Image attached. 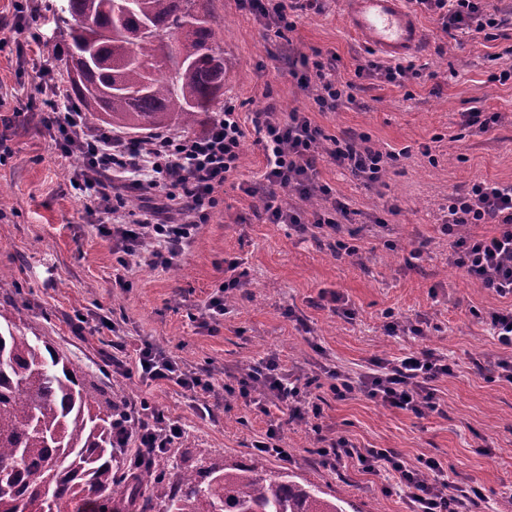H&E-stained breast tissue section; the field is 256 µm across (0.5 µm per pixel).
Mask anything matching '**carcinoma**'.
Returning <instances> with one entry per match:
<instances>
[{"label":"carcinoma","mask_w":512,"mask_h":512,"mask_svg":"<svg viewBox=\"0 0 512 512\" xmlns=\"http://www.w3.org/2000/svg\"><path fill=\"white\" fill-rule=\"evenodd\" d=\"M66 0L65 69L74 102L112 131L186 129L224 94V38L201 0ZM91 28L94 40L84 37ZM159 35L173 49L160 57ZM0 309V512H101L102 501L133 510L142 492L158 512H346L319 486L250 464L213 463L196 471L154 463L123 479L114 446L119 404L49 345L14 333Z\"/></svg>","instance_id":"1"}]
</instances>
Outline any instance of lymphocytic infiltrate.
<instances>
[{"label": "lymphocytic infiltrate", "instance_id": "obj_1", "mask_svg": "<svg viewBox=\"0 0 512 512\" xmlns=\"http://www.w3.org/2000/svg\"><path fill=\"white\" fill-rule=\"evenodd\" d=\"M435 15L443 31L464 35L490 34L506 26V18L487 11L482 0H414ZM239 9L263 20L267 33L283 38L296 23L291 15L320 13L324 0H237ZM31 65L40 78L42 95L41 123L64 155L80 156L82 169L71 180L88 191L96 209L112 223V236L119 243L117 262L130 267L132 257H147L149 264H165L184 253L199 225L208 223L222 202L224 185L240 167L244 131L238 107L225 100L223 112L217 113L208 127L197 134L161 131L144 139H128L96 126L87 114L71 103L68 87L41 59ZM293 77L303 87H315L314 102L319 111L332 112L353 102L355 82L336 77L334 59H310L300 56ZM251 123L266 160L262 184L250 186L249 192L263 198L262 217L271 224H287L299 232L314 228L321 234L335 233L339 216L347 208L338 201L316 211L312 221H305L300 208L284 204L282 193L307 199L312 192L331 198L328 186L318 185L317 157L326 153L336 166L349 170L365 183L380 181L395 156L374 149L368 136L345 134L325 137L306 113L293 112L288 118L264 109L254 112ZM138 179L141 188L158 200L136 222H127L112 196V179ZM176 202L177 217L164 214L165 201ZM495 223L498 235L478 238L461 234L470 224ZM454 239L450 260L472 278L479 287L499 296L512 295V185L486 179L474 181L463 193L448 199V217L442 227ZM141 374L150 380L174 382L183 389L212 391L207 375L183 369L180 363L152 343L140 347ZM447 359L430 351L410 352L395 360H374L370 371L352 375L329 369L328 388L336 399L344 400L360 393L386 408L406 410L417 415L438 411L439 405L430 387L432 380L451 375ZM319 374L284 370L276 359L241 373L236 378L238 396L256 413L268 416L264 434L254 441L256 451L288 460L284 446L285 424L313 425L320 407L311 401L309 388L319 382ZM287 411L286 419L271 418L272 408ZM183 428L166 418L147 399H140L133 411L115 420L119 446L138 439V459L154 458ZM322 463L336 468L346 459L357 461L369 472L393 474L409 512H473L481 498L480 489L450 484L440 463L434 458L420 466L407 464L398 454L385 448H360L348 439H324L317 449Z\"/></svg>", "mask_w": 512, "mask_h": 512}]
</instances>
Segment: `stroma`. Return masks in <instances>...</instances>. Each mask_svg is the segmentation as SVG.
I'll list each match as a JSON object with an SVG mask.
<instances>
[{
	"mask_svg": "<svg viewBox=\"0 0 512 512\" xmlns=\"http://www.w3.org/2000/svg\"><path fill=\"white\" fill-rule=\"evenodd\" d=\"M210 10L224 31V95L243 115L270 106L284 117L305 112L325 134L364 133L376 149L398 153L373 185L329 158L318 163L319 184L350 211L340 237L355 239L360 257H337L329 238L258 220L261 201L243 188L260 181L265 158L250 132L223 205L190 250L165 267H120L103 215L70 184L82 158L62 157L38 122L39 80L17 48L35 31L14 32V4L0 0V32L8 40L0 49V269L10 275L0 287V308L19 306L18 333L64 353L113 401L145 397L178 420L181 438L156 460L167 472L176 462L196 469L206 460L255 456L253 443L268 419L224 389L245 366L274 356L288 369L358 373L379 357L441 354L454 368L432 383L441 413L385 409L360 394L339 400L314 386L319 430L286 427L290 458L268 459L267 466L318 484L358 512H407L384 476L352 461L322 465L313 453L318 435H338L362 448L392 449L413 465L435 458L449 482L485 494L477 512H512V383L492 371L498 360L512 361V350L485 323L492 312L512 310V296L478 287L452 265L442 231L451 193L478 178L512 183V80L496 79L512 70V25L492 39L451 36L433 15L417 11L426 42L412 60L422 76L398 87L355 78L376 53L349 31L341 0H331L325 13L297 18L295 30L277 41L236 0H210ZM317 50L335 57L338 79H356L354 103L318 111L312 89L289 74L292 59ZM473 111L496 112L500 120L488 133L470 135L461 115ZM418 242L425 253L414 267L409 252ZM230 259L241 262L249 283L213 320L206 305L218 295ZM388 311L425 326L424 335H388ZM146 341L186 369L209 374L213 391L143 379L136 360Z\"/></svg>",
	"mask_w": 512,
	"mask_h": 512,
	"instance_id": "1",
	"label": "stroma"
}]
</instances>
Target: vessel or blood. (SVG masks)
<instances>
[{
	"label": "vessel or blood",
	"mask_w": 512,
	"mask_h": 512,
	"mask_svg": "<svg viewBox=\"0 0 512 512\" xmlns=\"http://www.w3.org/2000/svg\"><path fill=\"white\" fill-rule=\"evenodd\" d=\"M346 21L361 42L389 60L416 50L423 29L403 0H345Z\"/></svg>",
	"instance_id": "obj_1"
}]
</instances>
